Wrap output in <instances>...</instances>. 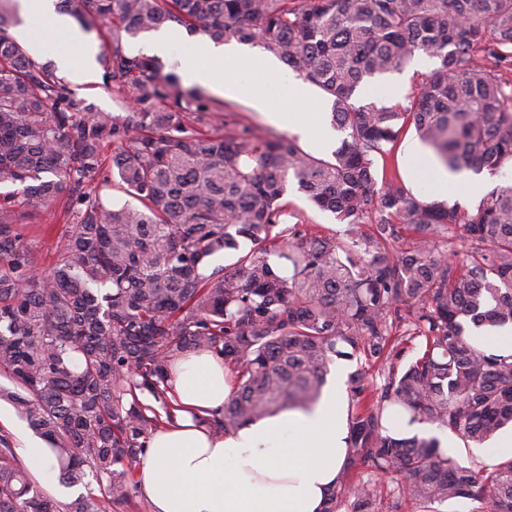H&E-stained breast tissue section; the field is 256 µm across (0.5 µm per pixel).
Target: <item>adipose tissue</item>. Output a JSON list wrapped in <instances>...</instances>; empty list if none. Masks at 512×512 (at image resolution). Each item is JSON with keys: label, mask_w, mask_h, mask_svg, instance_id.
Segmentation results:
<instances>
[{"label": "adipose tissue", "mask_w": 512, "mask_h": 512, "mask_svg": "<svg viewBox=\"0 0 512 512\" xmlns=\"http://www.w3.org/2000/svg\"><path fill=\"white\" fill-rule=\"evenodd\" d=\"M20 25L14 34L26 42L32 56H42L45 37H63L65 47L56 62L61 74L92 78L97 45L74 29L58 0H17ZM222 63L226 70L210 84L220 96L247 102L270 122L287 123L290 132L309 141L328 139L324 113H282L268 94L270 83L287 81L288 95L298 104L312 96L300 79H285L272 56L231 41L208 44L205 59L180 61L185 82L199 79L204 63ZM173 392L181 406L174 425L151 437L139 486L152 512H321L323 502L339 481L347 458L348 413L340 380L328 385L311 410L286 409L251 422L228 436L215 435L205 424L207 413L222 410L230 395V372L221 357L191 353L171 368ZM391 433L436 439L452 459L472 457L486 468L496 467V451L512 447V434L495 439L494 450L466 445L447 429L400 419ZM19 452L30 472L51 494H59L56 460L43 439L18 433Z\"/></svg>", "instance_id": "obj_1"}]
</instances>
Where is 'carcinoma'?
I'll list each match as a JSON object with an SVG mask.
<instances>
[{
	"label": "carcinoma",
	"instance_id": "obj_1",
	"mask_svg": "<svg viewBox=\"0 0 512 512\" xmlns=\"http://www.w3.org/2000/svg\"><path fill=\"white\" fill-rule=\"evenodd\" d=\"M80 24H112L97 61L126 112L97 111L9 33L0 7V400L53 451L68 503L31 481L0 429V512H119L132 505L148 439L178 408L170 369L188 352L224 358L235 387L203 418L226 435L321 395L334 360L381 363L384 388L350 374L347 462L323 512H378L381 474L416 507L457 499L512 512V455L491 472L437 442L387 433L400 405L484 443L512 427V355L473 346L471 324L512 323V182L474 207L413 194L388 169L399 136L452 172L512 167V0H63ZM171 22L191 34L256 44L319 88L341 134L329 158L293 137H262L235 113L132 54L123 40ZM422 52L403 104L359 97L367 78L400 73ZM343 233L288 225L290 187ZM66 198L72 215L42 276L21 225ZM371 225L366 231L363 225ZM468 247L454 249L458 228ZM412 232L407 247L400 231ZM270 247L241 252V243ZM238 253L234 270L207 271ZM419 350L399 367L389 347ZM149 394L164 413L143 403Z\"/></svg>",
	"mask_w": 512,
	"mask_h": 512
}]
</instances>
